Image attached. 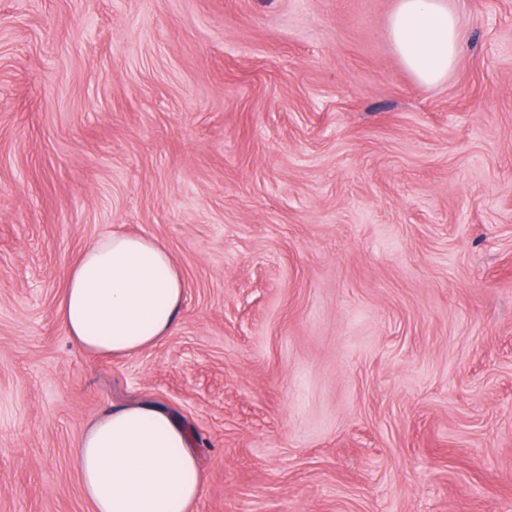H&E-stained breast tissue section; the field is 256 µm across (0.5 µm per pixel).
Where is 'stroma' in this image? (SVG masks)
<instances>
[{
  "label": "stroma",
  "mask_w": 512,
  "mask_h": 512,
  "mask_svg": "<svg viewBox=\"0 0 512 512\" xmlns=\"http://www.w3.org/2000/svg\"><path fill=\"white\" fill-rule=\"evenodd\" d=\"M0 0V512H92L85 428L188 429L193 512H512V0ZM184 285L125 357L58 317L92 240ZM445 0H398L387 35L405 67L422 83L448 77L462 51L458 20Z\"/></svg>",
  "instance_id": "obj_1"
}]
</instances>
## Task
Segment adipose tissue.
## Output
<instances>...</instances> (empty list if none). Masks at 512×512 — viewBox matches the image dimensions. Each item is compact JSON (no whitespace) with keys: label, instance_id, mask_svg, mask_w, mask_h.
Returning a JSON list of instances; mask_svg holds the SVG:
<instances>
[{"label":"adipose tissue","instance_id":"ef3b65f1","mask_svg":"<svg viewBox=\"0 0 512 512\" xmlns=\"http://www.w3.org/2000/svg\"><path fill=\"white\" fill-rule=\"evenodd\" d=\"M387 35L425 84L443 81L462 51L446 0H398ZM182 300L165 248L144 236L108 234L89 243L71 268L58 316L78 348L123 357L168 336ZM74 465L93 512H192L203 484L187 429L148 403L91 424Z\"/></svg>","mask_w":512,"mask_h":512}]
</instances>
